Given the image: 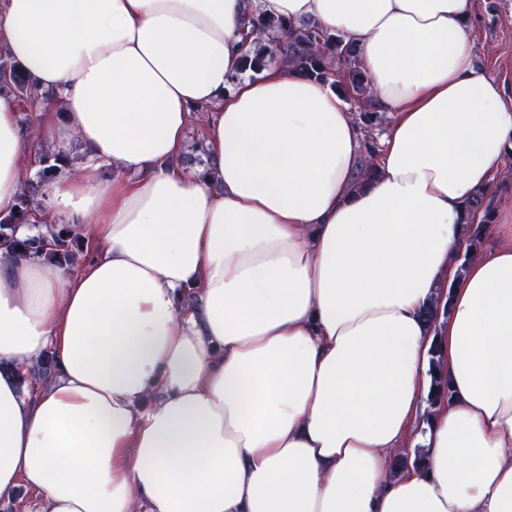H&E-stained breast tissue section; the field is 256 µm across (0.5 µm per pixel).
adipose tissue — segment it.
Wrapping results in <instances>:
<instances>
[{"mask_svg":"<svg viewBox=\"0 0 512 512\" xmlns=\"http://www.w3.org/2000/svg\"><path fill=\"white\" fill-rule=\"evenodd\" d=\"M357 47L392 113L377 172L331 83L237 79L249 8ZM474 0H0V49L80 143L40 221L77 273L0 252V496L23 512H512V204L466 269L467 201L512 164ZM208 108L206 176L172 165ZM29 132L0 96V215ZM111 171L104 184L103 171ZM453 290L429 329L424 309ZM452 390L430 405L432 345ZM56 365L35 392L19 376ZM418 448L421 465L395 470Z\"/></svg>","mask_w":512,"mask_h":512,"instance_id":"adipose-tissue-1","label":"adipose tissue"}]
</instances>
